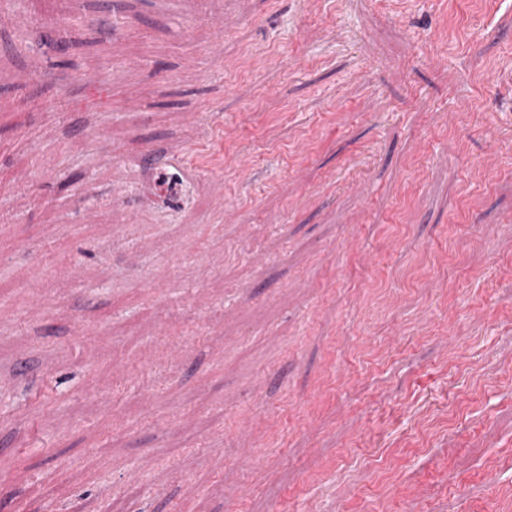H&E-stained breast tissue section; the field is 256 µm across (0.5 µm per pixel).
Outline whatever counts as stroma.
I'll return each mask as SVG.
<instances>
[{
	"label": "stroma",
	"mask_w": 512,
	"mask_h": 512,
	"mask_svg": "<svg viewBox=\"0 0 512 512\" xmlns=\"http://www.w3.org/2000/svg\"><path fill=\"white\" fill-rule=\"evenodd\" d=\"M89 2L0 0V512H512V0ZM94 16V15H93ZM126 15L112 16L110 11L96 15L86 20L88 26L94 28L102 36H112L127 23ZM30 35L35 46L45 55L49 67H64L69 64V45L57 41L50 27L36 25Z\"/></svg>",
	"instance_id": "35a3bbf8"
}]
</instances>
